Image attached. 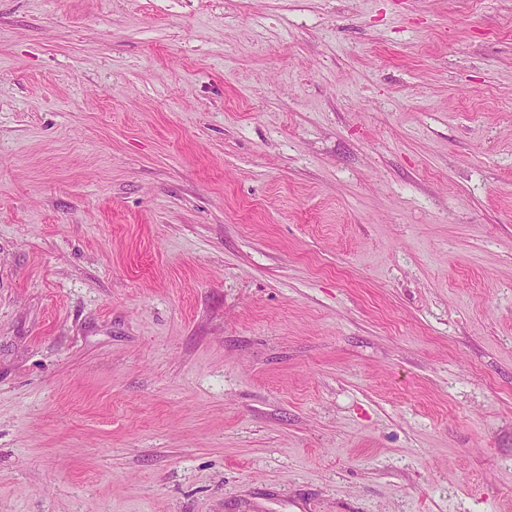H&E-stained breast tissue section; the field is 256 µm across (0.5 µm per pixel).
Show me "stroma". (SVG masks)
Listing matches in <instances>:
<instances>
[{
    "label": "stroma",
    "instance_id": "35a3bbf8",
    "mask_svg": "<svg viewBox=\"0 0 512 512\" xmlns=\"http://www.w3.org/2000/svg\"><path fill=\"white\" fill-rule=\"evenodd\" d=\"M0 512H512V0H0Z\"/></svg>",
    "mask_w": 512,
    "mask_h": 512
}]
</instances>
